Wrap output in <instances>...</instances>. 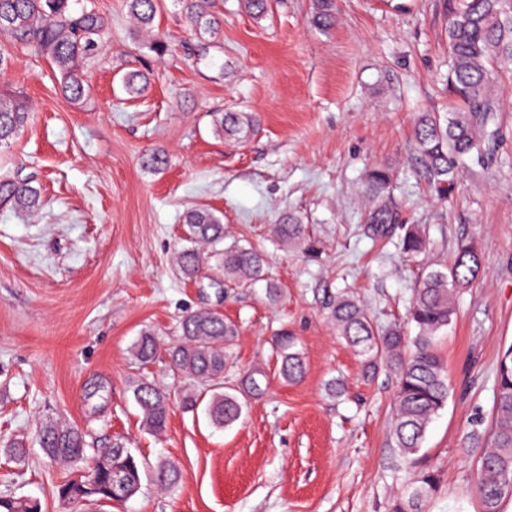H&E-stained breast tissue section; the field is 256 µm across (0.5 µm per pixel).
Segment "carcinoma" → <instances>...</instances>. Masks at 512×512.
<instances>
[{
	"instance_id": "obj_1",
	"label": "carcinoma",
	"mask_w": 512,
	"mask_h": 512,
	"mask_svg": "<svg viewBox=\"0 0 512 512\" xmlns=\"http://www.w3.org/2000/svg\"><path fill=\"white\" fill-rule=\"evenodd\" d=\"M130 18L142 32L154 30L158 0H127ZM185 11L197 34L214 38L220 20L215 0H183ZM501 0H454L448 15L450 69L447 83L457 107L443 114L422 112L414 125L413 151L423 173L435 191L446 196L454 189L461 171L484 162L485 147L495 138L489 129L500 111L495 93V69L512 65V17L503 15ZM335 22L334 0H317L311 23L321 29ZM103 18L93 8L74 14L69 0H0V42L17 43L37 56L47 57L60 74L63 93L79 101L86 95L82 66L100 40ZM146 77L131 73L123 78L127 94L143 93ZM28 106L16 97L0 94V146L8 143L27 120ZM252 112H216L215 134L242 142L257 129ZM392 173L374 167L366 173L365 192L372 201L366 216L377 236L388 234V225L399 223L396 208L388 201ZM0 204L34 211L39 195L26 182L0 179ZM186 240L192 246L177 253V265L189 279L197 278L201 268L215 260L224 278L244 285L266 282L267 299L276 301L280 289L268 279L264 255L252 247L224 250V215L204 207H193L184 215ZM273 233L283 243L305 240L306 227L290 213L273 225ZM427 236L420 224H410L401 237V248L410 255L426 250ZM480 258L471 242L459 245L453 263L443 270L429 271L415 289L408 312L415 336L405 335L397 324L381 329L354 296L340 292L330 304L328 318L343 339L368 369L386 365L397 376L395 417L392 437L403 459L412 462L419 453L430 421L448 402V377L444 362L435 350L439 333L447 328L456 311L461 289L476 280ZM180 340L167 349L170 368L194 383L209 387L206 414L219 428H229L241 417L243 405L238 396L224 390V369L238 336L237 326L216 309H200L182 317ZM280 359V375L289 382L305 374V357L296 336L283 331L274 337ZM132 358L147 365L158 358L154 333L144 330L130 349ZM265 374L253 369L240 379L242 389L253 396L262 393ZM133 399L141 412L145 431L160 435L165 431L170 408L168 391L145 378L131 385ZM495 417L484 430L473 428L465 435L466 447L484 444L478 459L475 491L482 512H500L503 499L512 497V346L498 362L494 396ZM39 445L44 453L60 462L77 465L90 458L85 479L99 489V499L123 502L142 487L140 466L130 444L117 438L106 448H95L77 427L57 419L41 422ZM180 479L177 467L161 462L152 481L170 488ZM438 471L420 473L411 492L398 497L391 512H421L423 502L439 491ZM58 497L77 503L85 496L72 481L57 487ZM0 512H41L32 499L0 497Z\"/></svg>"
}]
</instances>
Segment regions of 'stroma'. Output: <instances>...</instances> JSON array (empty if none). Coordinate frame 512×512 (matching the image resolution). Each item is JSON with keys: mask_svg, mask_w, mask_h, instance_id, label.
I'll return each instance as SVG.
<instances>
[{"mask_svg": "<svg viewBox=\"0 0 512 512\" xmlns=\"http://www.w3.org/2000/svg\"><path fill=\"white\" fill-rule=\"evenodd\" d=\"M243 0H217L220 38L196 35L181 0H160L155 30L168 44L150 50L129 23L126 0L95 4L105 21L87 60L78 102L60 91L45 57L9 45L0 91L31 107L0 177L31 182L35 215L0 207V496L67 512L56 495L83 473L47 458L39 422L61 419L97 445L122 436L141 463L140 493L123 503H88L78 512H389L419 471L438 468L440 489L424 512H481L472 480L479 449H463L476 418L491 421L497 361L512 346V66L500 71L497 136L482 165L438 196L417 171V112H448L447 0H337L335 26L313 27V0H271L254 19ZM148 79L138 97L124 74ZM256 113L258 129L231 143L213 131L216 112ZM150 150L167 153L160 171L143 167ZM391 170L390 198L401 224L373 240L361 193L366 170ZM204 206L224 216V245H252L282 291L270 303L263 284L215 288V266L197 280L175 265L185 247L183 215ZM298 215L303 248L279 242L273 224ZM421 224L430 245L404 254L402 225ZM473 242L481 271L457 301L437 341L447 366V405L431 422L414 464L391 433L396 377L366 370L328 318L339 291L351 292L380 326L403 322L421 278ZM217 309L239 328L224 372L237 385L265 372V393L240 394L241 419L211 426L180 403L184 382L166 360L135 369L130 347L152 329L161 345L178 338L190 311ZM300 341L301 382L279 374L272 338ZM164 386L172 404L165 432L143 431L129 389L136 374ZM104 385L107 402L88 393ZM27 440L23 462L5 445ZM162 461L181 480L158 491L148 477Z\"/></svg>", "mask_w": 512, "mask_h": 512, "instance_id": "stroma-1", "label": "stroma"}]
</instances>
